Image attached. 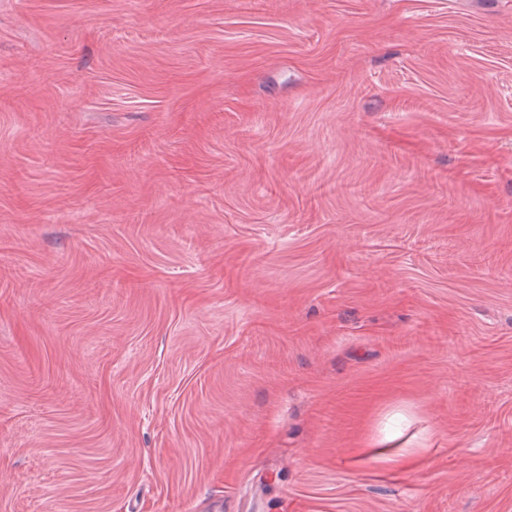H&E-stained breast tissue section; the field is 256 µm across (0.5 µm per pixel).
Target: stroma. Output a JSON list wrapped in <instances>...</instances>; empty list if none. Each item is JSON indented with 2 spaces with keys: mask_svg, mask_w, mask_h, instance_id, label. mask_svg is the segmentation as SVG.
Instances as JSON below:
<instances>
[{
  "mask_svg": "<svg viewBox=\"0 0 512 512\" xmlns=\"http://www.w3.org/2000/svg\"><path fill=\"white\" fill-rule=\"evenodd\" d=\"M512 512V0H0V512Z\"/></svg>",
  "mask_w": 512,
  "mask_h": 512,
  "instance_id": "obj_1",
  "label": "stroma"
}]
</instances>
